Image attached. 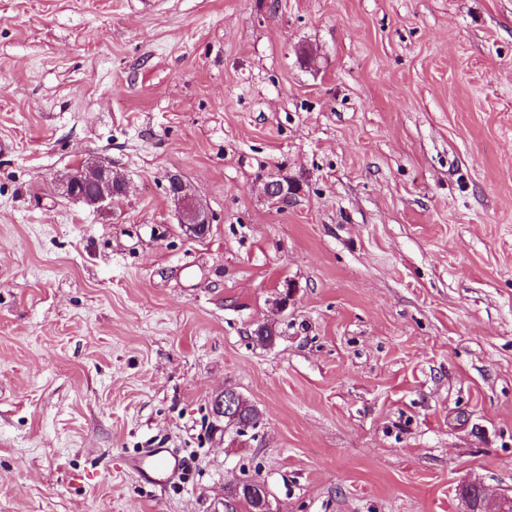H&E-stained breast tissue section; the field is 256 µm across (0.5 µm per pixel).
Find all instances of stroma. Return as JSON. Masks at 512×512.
<instances>
[{
    "label": "stroma",
    "mask_w": 512,
    "mask_h": 512,
    "mask_svg": "<svg viewBox=\"0 0 512 512\" xmlns=\"http://www.w3.org/2000/svg\"><path fill=\"white\" fill-rule=\"evenodd\" d=\"M0 138V512L512 496V0H0ZM98 157L122 199L62 197ZM178 173H170L168 181L177 182L175 191L171 194L172 199L179 207L180 220L179 223L185 228L186 233L191 236H197L200 230V225L209 226L210 220L208 212L202 203L197 199L193 191L183 183ZM241 396L236 392L222 391L214 396L211 404V411L215 418L224 420L225 429L234 428L236 432L243 433L247 430L245 422H240L238 417L227 415L235 405L241 404ZM224 410L225 415H224ZM125 465L131 474L151 482H170L184 468L183 460L169 448H143L127 457Z\"/></svg>",
    "instance_id": "stroma-1"
}]
</instances>
